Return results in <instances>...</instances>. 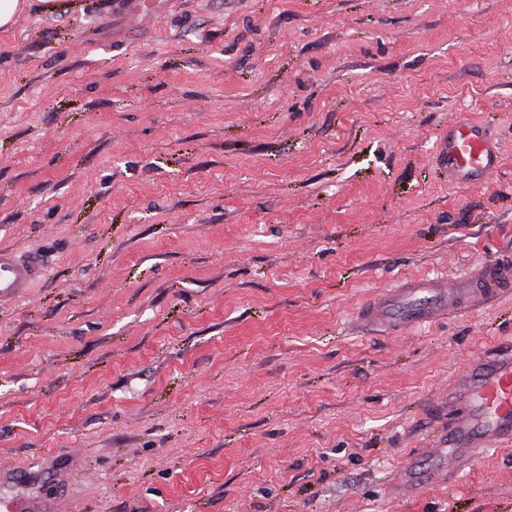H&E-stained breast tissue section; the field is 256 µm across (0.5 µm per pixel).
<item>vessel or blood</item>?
<instances>
[{
    "instance_id": "1",
    "label": "vessel or blood",
    "mask_w": 512,
    "mask_h": 512,
    "mask_svg": "<svg viewBox=\"0 0 512 512\" xmlns=\"http://www.w3.org/2000/svg\"><path fill=\"white\" fill-rule=\"evenodd\" d=\"M448 179L476 185L499 164L498 152L483 125L455 122L441 143ZM38 256L0 248V299L18 296L42 275ZM512 293V262L497 260L475 267L462 279L413 278L383 291L359 312L360 324L393 333L430 324L462 308L484 305L492 297ZM433 465L403 467L400 486L409 489L447 479L442 458L458 466L472 465L481 449L512 444V346L472 360L448 388V427L437 435ZM0 512H59L55 498L32 490L0 500Z\"/></svg>"
}]
</instances>
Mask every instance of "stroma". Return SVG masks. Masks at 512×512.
Instances as JSON below:
<instances>
[{"instance_id":"35a3bbf8","label":"stroma","mask_w":512,"mask_h":512,"mask_svg":"<svg viewBox=\"0 0 512 512\" xmlns=\"http://www.w3.org/2000/svg\"><path fill=\"white\" fill-rule=\"evenodd\" d=\"M502 165L449 183V122ZM0 461L63 512H512V446L389 480L512 294L391 336L404 277L512 258V0H65L0 28ZM43 269L42 260L36 255L22 256L0 248V299L24 293L41 277Z\"/></svg>"}]
</instances>
